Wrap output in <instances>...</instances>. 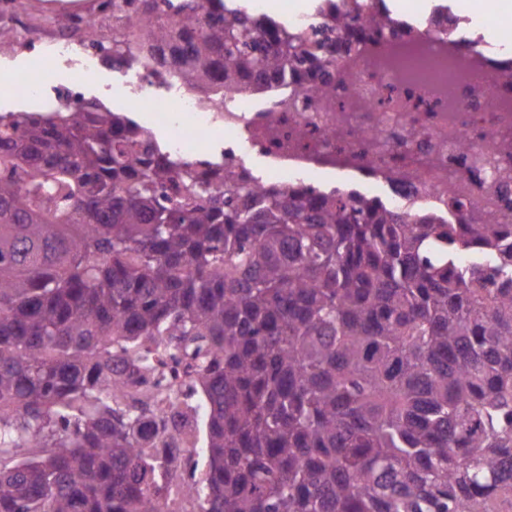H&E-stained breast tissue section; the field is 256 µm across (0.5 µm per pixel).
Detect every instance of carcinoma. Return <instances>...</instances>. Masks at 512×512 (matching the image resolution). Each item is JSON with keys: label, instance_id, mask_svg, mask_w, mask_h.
I'll use <instances>...</instances> for the list:
<instances>
[{"label": "carcinoma", "instance_id": "carcinoma-1", "mask_svg": "<svg viewBox=\"0 0 512 512\" xmlns=\"http://www.w3.org/2000/svg\"><path fill=\"white\" fill-rule=\"evenodd\" d=\"M112 55L174 44L168 78L258 93L329 75L330 41L229 0H136ZM190 359L198 512H502L512 503V224L379 200L253 191L162 151L94 100L0 115V512H156L170 427L122 405Z\"/></svg>", "mask_w": 512, "mask_h": 512}]
</instances>
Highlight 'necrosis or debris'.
Returning <instances> with one entry per match:
<instances>
[{"label": "necrosis or debris", "instance_id": "1", "mask_svg": "<svg viewBox=\"0 0 512 512\" xmlns=\"http://www.w3.org/2000/svg\"><path fill=\"white\" fill-rule=\"evenodd\" d=\"M410 31L366 32L352 49L337 47L330 88L320 82L267 81L263 97L220 96L204 88L163 99L143 95L163 72L147 67L123 84L144 127L172 129V153L207 161L213 129L224 132L222 161L247 187H318L385 199L407 214H447L466 206L471 224H512V26L497 29L499 55L459 41L467 18L445 20L417 4ZM263 168L247 165L250 154ZM157 408L180 412L189 390L174 370L161 380L128 383ZM199 421L160 434L184 457L159 512H193L192 471Z\"/></svg>", "mask_w": 512, "mask_h": 512}]
</instances>
